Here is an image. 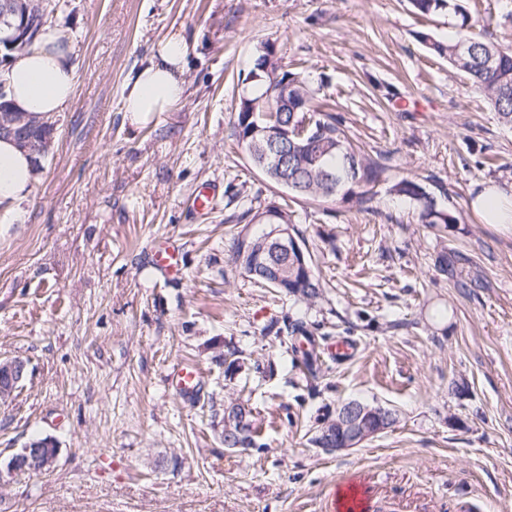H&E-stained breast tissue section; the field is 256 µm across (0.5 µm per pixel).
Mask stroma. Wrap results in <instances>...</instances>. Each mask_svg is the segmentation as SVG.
Returning <instances> with one entry per match:
<instances>
[{"label": "stroma", "instance_id": "1", "mask_svg": "<svg viewBox=\"0 0 512 512\" xmlns=\"http://www.w3.org/2000/svg\"><path fill=\"white\" fill-rule=\"evenodd\" d=\"M472 30L512 47V0H460ZM76 90L20 224L0 225V360L27 375L0 400V512H330L355 474L368 512H512V229L484 223L476 191L512 188V127L429 51L454 20L409 0H50ZM181 36L185 92L142 127L122 112L128 78ZM301 65L317 99L386 168L376 208L298 198L265 178L234 136L257 48ZM419 181L459 223L431 227L393 195ZM219 197L194 214L203 187ZM287 205L324 292L306 304L229 261L243 198ZM181 246L164 277L155 242ZM458 256L455 280L440 256ZM302 320L344 337L317 375L273 335ZM242 352L225 374L212 358ZM195 364L198 395L168 381ZM249 403L257 445L226 450L225 399ZM357 399L396 425L328 453L320 419ZM51 437L52 471L6 464Z\"/></svg>", "mask_w": 512, "mask_h": 512}]
</instances>
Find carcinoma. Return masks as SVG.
Wrapping results in <instances>:
<instances>
[{
  "mask_svg": "<svg viewBox=\"0 0 512 512\" xmlns=\"http://www.w3.org/2000/svg\"><path fill=\"white\" fill-rule=\"evenodd\" d=\"M422 15L446 12L459 18L455 30L444 41L429 34L420 35L423 43L437 56L448 60L453 70L464 74L471 86L482 94L489 107L506 125H512V50L492 41L479 40L466 33L469 17L457 0H410ZM250 74L256 77L257 90L240 101L234 135L252 164L273 154L271 137L253 128L249 120L252 109L264 111L269 126L281 125L290 131L309 124L306 134L293 138L288 146L286 189L295 197L333 201L336 197L351 199L364 210L376 208L372 185L379 182L384 166L357 150L333 108L314 98V93L301 78L281 65L273 44L266 42L253 59ZM392 192L417 207L422 224H456L459 218L437 206L434 197L418 181L402 178ZM265 234L237 239L232 246L233 262L253 279L297 298L313 303L322 295V283L315 275L308 253L303 257L273 254L263 246ZM288 342L293 354H301L304 369L311 376L317 373V355L296 346L312 332L300 320L288 324ZM224 447L232 450L256 447L252 412L245 419L224 416Z\"/></svg>",
  "mask_w": 512,
  "mask_h": 512,
  "instance_id": "carcinoma-1",
  "label": "carcinoma"
}]
</instances>
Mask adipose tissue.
<instances>
[{
  "mask_svg": "<svg viewBox=\"0 0 512 512\" xmlns=\"http://www.w3.org/2000/svg\"><path fill=\"white\" fill-rule=\"evenodd\" d=\"M185 55L184 43L175 37L168 38L159 43L154 61L132 75L122 104L124 117L131 125L146 124L155 114L169 111L181 100ZM8 86L9 100L17 108L39 117L62 111L72 100L75 67L59 29L46 27L35 47L11 61ZM37 177L33 157L12 140H0V224L23 221V205Z\"/></svg>",
  "mask_w": 512,
  "mask_h": 512,
  "instance_id": "1",
  "label": "adipose tissue"
}]
</instances>
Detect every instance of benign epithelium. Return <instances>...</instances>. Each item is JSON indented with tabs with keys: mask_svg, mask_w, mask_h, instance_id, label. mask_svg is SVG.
<instances>
[{
	"mask_svg": "<svg viewBox=\"0 0 512 512\" xmlns=\"http://www.w3.org/2000/svg\"><path fill=\"white\" fill-rule=\"evenodd\" d=\"M31 0H0V17H13L17 25L13 36L0 41V53L7 49L11 52L20 48L23 42L32 38L34 27L30 22ZM255 128L265 126V132L271 138L288 140L291 133L283 127L267 126L269 116L265 112L251 114ZM34 126L31 116L15 109L11 102L0 104V138L10 137L24 144L34 155L43 157L48 153L51 139L36 138L29 135ZM267 240L275 243L278 249L302 255L298 242L288 241V231L283 227L273 229ZM26 377V362L21 359L6 360L0 363V392L14 391ZM394 419L392 412L381 406L373 407L360 402H351L338 410L335 429H324L321 443L327 445L326 451L347 450L390 429ZM58 458V448L54 440H39L26 444L14 455L8 469L15 474L44 472L52 469Z\"/></svg>",
	"mask_w": 512,
	"mask_h": 512,
	"instance_id": "7a95c632",
	"label": "benign epithelium"
}]
</instances>
